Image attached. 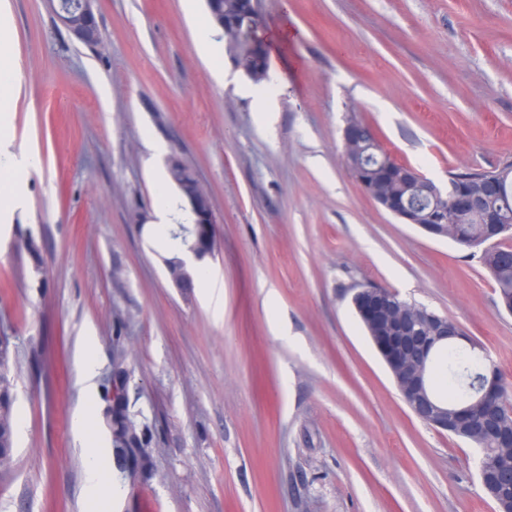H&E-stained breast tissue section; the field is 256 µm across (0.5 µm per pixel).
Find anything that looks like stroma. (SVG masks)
Listing matches in <instances>:
<instances>
[{
	"mask_svg": "<svg viewBox=\"0 0 512 512\" xmlns=\"http://www.w3.org/2000/svg\"><path fill=\"white\" fill-rule=\"evenodd\" d=\"M259 9L267 31H291L270 49L271 97L239 71L217 81L205 0H95V48L52 0H0L20 85L0 154L39 158L0 171V335L18 388L0 512H496L480 453L406 407L351 288L447 315L511 383L512 313L479 257L365 192L342 129L356 115L441 185L512 161V0ZM174 152L218 237L187 294L156 215ZM117 398L150 428L145 466L112 446Z\"/></svg>",
	"mask_w": 512,
	"mask_h": 512,
	"instance_id": "obj_1",
	"label": "stroma"
}]
</instances>
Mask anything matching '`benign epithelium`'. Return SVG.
Returning <instances> with one entry per match:
<instances>
[{"label":"benign epithelium","instance_id":"7a95c632","mask_svg":"<svg viewBox=\"0 0 512 512\" xmlns=\"http://www.w3.org/2000/svg\"><path fill=\"white\" fill-rule=\"evenodd\" d=\"M94 0H77L71 9H59L57 16L82 43L99 44V24L93 9ZM344 145L361 142L375 150L373 133L366 126L349 123L343 129ZM404 174L410 187L428 196L441 210L450 209L455 222L467 218L473 212H480L482 223L496 224L501 233L509 231L507 225L499 224L495 211L484 206L477 195H470L455 178L448 179V186L440 188L414 166L404 167ZM185 208L192 216V235L189 252L197 255L204 251H214L216 241L213 204L207 190L197 176L176 181ZM376 202L386 211L408 224L418 223V214L401 199L378 198ZM166 272L175 287L182 290L193 287V278L187 270L188 264L165 262ZM352 305L360 321L364 324L368 337L376 348L395 386L408 409L417 418L428 421L437 429L448 430V409L440 408L429 390L423 386V359L438 346L449 342L464 341L469 346L474 343L464 334L457 323H448V316H427L428 330L423 336L417 334L409 320L408 307L393 305L377 288H357L352 296ZM494 375L483 379L481 399L493 404L500 399Z\"/></svg>","mask_w":512,"mask_h":512}]
</instances>
